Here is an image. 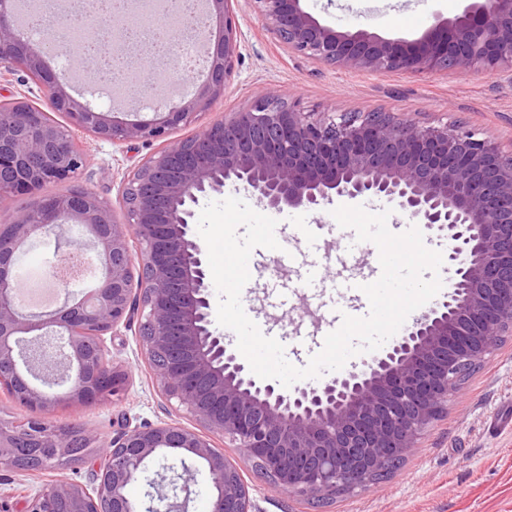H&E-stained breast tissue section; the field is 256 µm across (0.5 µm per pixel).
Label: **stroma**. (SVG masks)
<instances>
[{
    "label": "stroma",
    "instance_id": "stroma-1",
    "mask_svg": "<svg viewBox=\"0 0 512 512\" xmlns=\"http://www.w3.org/2000/svg\"><path fill=\"white\" fill-rule=\"evenodd\" d=\"M466 0H301L302 8L321 23L343 31L368 30L385 37H420L436 18L460 14ZM240 57L223 98L203 113L197 124L173 129L171 138L186 139L198 125L223 118L247 106L253 97L275 89L289 96L304 112L363 116L393 112L421 125L461 127L494 141L504 157H512V76L477 72L438 73L418 77L397 72L354 73L332 67L271 40L265 20L253 0H236ZM87 159L79 186L95 193L123 219L121 182L158 143L141 141L115 146L88 133L78 134ZM333 198L320 210L286 209L276 220L284 230L281 251L295 253L293 264L280 263V252L253 251L264 275L276 274L275 284L262 278L241 292L247 316L263 335L276 338L286 359L306 367L320 352L336 319L367 316V296L342 288L340 266L364 271L376 262L373 243L360 242L354 230H340ZM322 225L316 240L305 227ZM138 321L105 338L109 362L126 374L123 391L113 404L82 408L58 407L52 422L94 431L109 442L123 421L131 424L162 420L192 427L196 421L176 401L158 390L139 335ZM84 463L39 472L0 470V507L25 512L29 494L65 479L85 480ZM243 476L259 512H512V335L498 337L491 353L448 402V409L421 435L417 448L390 478L351 494L324 509L288 496L267 476L244 467Z\"/></svg>",
    "mask_w": 512,
    "mask_h": 512
}]
</instances>
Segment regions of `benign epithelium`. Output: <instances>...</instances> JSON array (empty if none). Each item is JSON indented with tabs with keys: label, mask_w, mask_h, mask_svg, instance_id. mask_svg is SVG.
<instances>
[{
	"label": "benign epithelium",
	"mask_w": 512,
	"mask_h": 512,
	"mask_svg": "<svg viewBox=\"0 0 512 512\" xmlns=\"http://www.w3.org/2000/svg\"><path fill=\"white\" fill-rule=\"evenodd\" d=\"M114 14L96 2L83 9L88 41L113 32L121 54L127 30L148 16L179 39L187 11L224 34L199 41L210 61L151 119H128L93 105L56 78L44 52L21 32L17 0H0V74L23 70L39 82L49 113L20 99L0 102V203L35 195L33 206L0 224V391L31 412L0 423V469L42 471L97 449L92 486L59 481L30 495L26 512H189L190 483L210 479L208 512H258L241 467L211 443L218 434L242 462L281 491L323 503L353 493L410 454L422 433L460 391V377L512 332V163L470 130L419 127L388 114L352 119L301 112L264 92L187 139L165 143L124 179L125 221L96 194L73 185L85 153L72 130L115 145L166 138L221 97L238 62L236 0H123ZM273 39L323 64L358 72L441 71L496 75L512 69V0H467L460 14L437 19L420 37L344 32L305 12L300 0H253ZM144 67L119 69L111 86L139 98ZM63 191L46 193L50 184ZM243 187L266 209L315 210L332 197H384L417 224L448 236L454 277L448 299L414 319L381 357L319 386L283 390L255 379L213 328L205 249L195 238V206L225 186ZM81 228L92 236L103 276L80 298L42 315L15 300L21 249L50 232ZM141 243L135 255L131 236ZM139 273H134V270ZM139 315V333L161 393L198 426L125 425L97 448V436L52 423L61 405L109 404L125 374L104 357L102 336ZM159 464L145 499L129 494L147 463Z\"/></svg>",
	"instance_id": "benign-epithelium-1"
}]
</instances>
